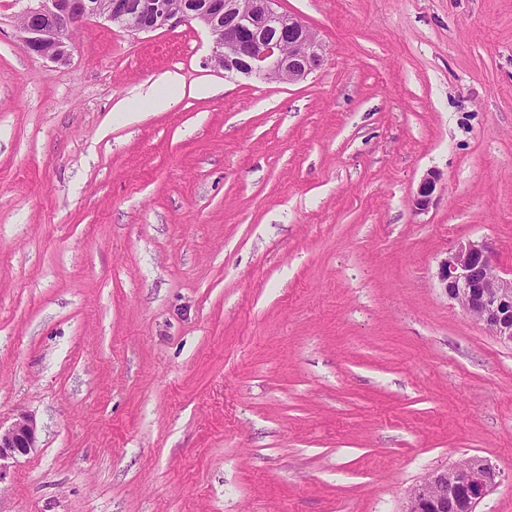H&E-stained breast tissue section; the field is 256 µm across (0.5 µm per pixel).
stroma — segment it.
I'll return each mask as SVG.
<instances>
[{
	"instance_id": "35a3bbf8",
	"label": "stroma",
	"mask_w": 512,
	"mask_h": 512,
	"mask_svg": "<svg viewBox=\"0 0 512 512\" xmlns=\"http://www.w3.org/2000/svg\"><path fill=\"white\" fill-rule=\"evenodd\" d=\"M22 7L0 425L39 439L0 512H400L470 456L503 474L477 512H512V347L436 277L467 240L512 269V0H280L327 47L293 84L214 67L194 24L100 20L36 58ZM438 181L439 176L435 173L427 174V176L423 178L412 201L413 208L416 212L428 209Z\"/></svg>"
}]
</instances>
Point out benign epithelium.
Wrapping results in <instances>:
<instances>
[{
    "mask_svg": "<svg viewBox=\"0 0 512 512\" xmlns=\"http://www.w3.org/2000/svg\"><path fill=\"white\" fill-rule=\"evenodd\" d=\"M18 16L24 50L63 61L70 55L68 31L105 19L139 34L195 23L212 39L211 61L227 73L295 83L307 78L326 55V45L301 18L278 9L279 0H190L174 8L170 0H27ZM439 176L423 178L412 205L428 209ZM440 288L462 310L481 321L501 343L512 346V277L506 278L484 241L468 240L438 263ZM37 448V423L23 413L0 427V461ZM489 460L471 456L438 469L407 492L401 512H477L499 484Z\"/></svg>",
    "mask_w": 512,
    "mask_h": 512,
    "instance_id": "1",
    "label": "benign epithelium"
}]
</instances>
